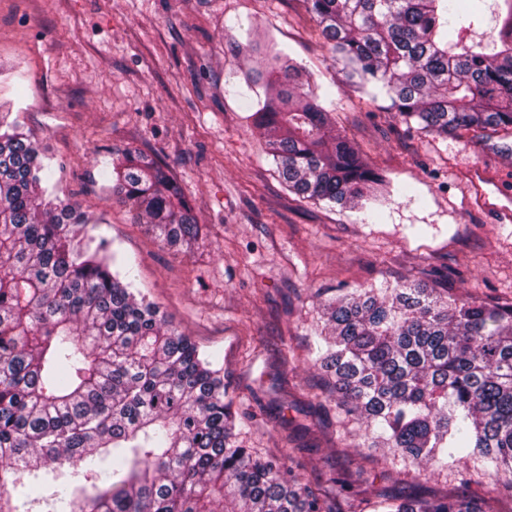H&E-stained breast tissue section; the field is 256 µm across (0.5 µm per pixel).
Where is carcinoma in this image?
Here are the masks:
<instances>
[{"mask_svg": "<svg viewBox=\"0 0 512 512\" xmlns=\"http://www.w3.org/2000/svg\"><path fill=\"white\" fill-rule=\"evenodd\" d=\"M336 73L428 136L512 129V0L474 39L469 0H305ZM268 58L252 118L288 192L377 213L390 180L336 132L301 68ZM0 113V512H512V303L419 283L323 304V387L364 447L431 469L461 460L498 485L423 496L406 483L343 509L239 440L224 378L116 269L82 206ZM174 249L199 235L177 184L128 149L105 173Z\"/></svg>", "mask_w": 512, "mask_h": 512, "instance_id": "obj_1", "label": "carcinoma"}]
</instances>
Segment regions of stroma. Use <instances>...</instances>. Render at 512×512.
<instances>
[{"label":"stroma","instance_id":"35a3bbf8","mask_svg":"<svg viewBox=\"0 0 512 512\" xmlns=\"http://www.w3.org/2000/svg\"><path fill=\"white\" fill-rule=\"evenodd\" d=\"M274 38L309 73L337 132L401 188L376 218L289 193L254 127L265 70L237 43ZM0 100L49 158L62 193L98 218L133 288L224 377L244 445L287 453L310 484L340 473L395 490L318 385L322 302L337 290L412 280L512 300V222L470 180L489 163L512 198V131L431 137L343 83L304 0H0ZM156 158L200 234L164 248L102 173L119 150Z\"/></svg>","mask_w":512,"mask_h":512}]
</instances>
